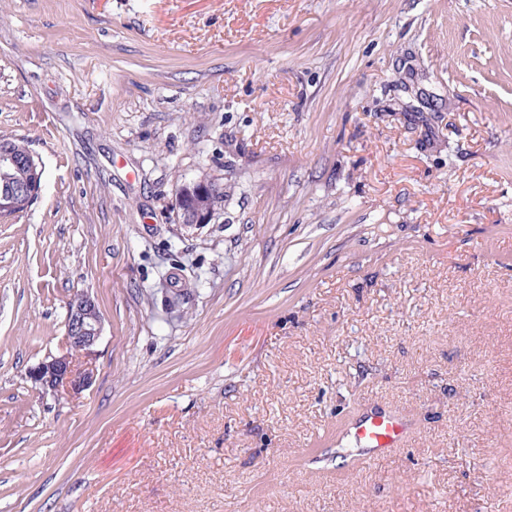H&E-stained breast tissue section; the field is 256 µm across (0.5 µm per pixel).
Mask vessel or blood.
I'll return each instance as SVG.
<instances>
[{
	"instance_id": "vessel-or-blood-1",
	"label": "vessel or blood",
	"mask_w": 512,
	"mask_h": 512,
	"mask_svg": "<svg viewBox=\"0 0 512 512\" xmlns=\"http://www.w3.org/2000/svg\"><path fill=\"white\" fill-rule=\"evenodd\" d=\"M407 426L399 417L371 410L357 419L350 430L354 443L352 455L365 464L385 455L406 436Z\"/></svg>"
}]
</instances>
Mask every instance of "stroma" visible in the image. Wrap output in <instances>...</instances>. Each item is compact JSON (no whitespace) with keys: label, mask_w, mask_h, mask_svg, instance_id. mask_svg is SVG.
<instances>
[{"label":"stroma","mask_w":512,"mask_h":512,"mask_svg":"<svg viewBox=\"0 0 512 512\" xmlns=\"http://www.w3.org/2000/svg\"><path fill=\"white\" fill-rule=\"evenodd\" d=\"M0 136V512H512V0H0ZM4 158H7L12 165L22 166V168L0 166V193L15 189L1 194L0 216L14 215L27 210L38 199L42 187V166L36 154L18 158L5 155ZM24 167L29 170V180L28 171ZM219 191L210 181L200 180L183 185L179 191L177 206L183 224H207L213 217V208L201 204H192L196 199L216 197ZM188 204H192L189 205ZM103 333L99 309L88 294H79L69 303L66 324V341L70 352L61 356H48L28 371L30 380L53 392L60 388L79 393L90 387L89 373L73 369V355H90ZM407 426L399 417L377 410H370L357 419L351 427L354 443L351 454L359 464L385 455L406 436Z\"/></svg>","instance_id":"1"}]
</instances>
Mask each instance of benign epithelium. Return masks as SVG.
Masks as SVG:
<instances>
[{"label":"benign epithelium","instance_id":"benign-epithelium-1","mask_svg":"<svg viewBox=\"0 0 512 512\" xmlns=\"http://www.w3.org/2000/svg\"><path fill=\"white\" fill-rule=\"evenodd\" d=\"M9 163L29 170V180L20 189L0 195V215L16 214L27 210L41 192L42 166L39 158L7 156ZM219 194L216 185L200 180L181 187L178 195V213L183 224H207L213 217V208L195 203L197 199L215 197ZM103 333V322L94 300L87 294H79L69 303L66 324V341L69 352L61 356L47 357L28 371L30 380L53 392L61 388L78 393L90 387L92 377L88 373H77L73 369V355H89Z\"/></svg>","mask_w":512,"mask_h":512}]
</instances>
